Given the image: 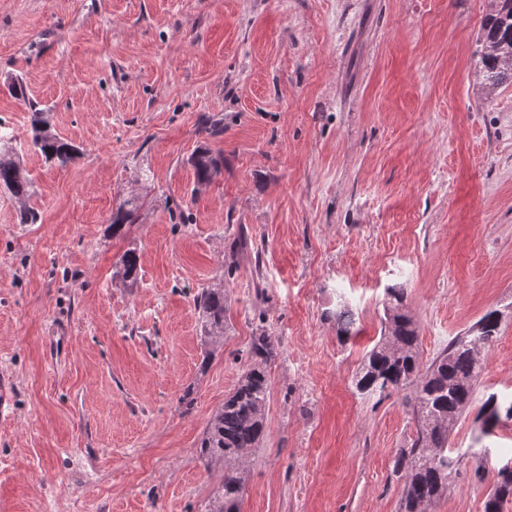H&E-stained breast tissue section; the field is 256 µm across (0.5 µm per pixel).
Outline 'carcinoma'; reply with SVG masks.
<instances>
[{
  "instance_id": "cac0c4a2",
  "label": "carcinoma",
  "mask_w": 512,
  "mask_h": 512,
  "mask_svg": "<svg viewBox=\"0 0 512 512\" xmlns=\"http://www.w3.org/2000/svg\"><path fill=\"white\" fill-rule=\"evenodd\" d=\"M481 70L485 84L495 87L504 79L512 80V0H490V12L484 24ZM31 146L59 166H67L75 157L72 145L50 131L40 113H33ZM16 147L9 127L0 122V187L25 199L31 184L13 157ZM223 160L203 149L192 158L196 178L205 183L219 171ZM134 200L124 201L112 214V234L121 233L132 223ZM139 266L136 249L126 250L116 266L115 276L134 285ZM386 336L366 355L356 388L362 393H382L388 389L413 386V410L418 418L416 439L396 461V470L404 472V512H421L419 506L441 497L448 486V426L470 406L473 386L482 370L478 347L490 344L497 336L496 311L487 312L469 331L448 344L425 373H420L419 332L413 319L403 311L404 289H386ZM193 303L201 319L204 344L224 338V289L203 288ZM338 335L347 338L354 328V315L346 307L336 312ZM252 363L238 386L209 421L199 443V453L207 461L224 464L220 486L214 493L210 512H239L244 490V474L250 450L265 434L264 412L269 394V365L279 356L272 337L260 334L252 338ZM483 426L512 419V401L504 406L490 396L482 405ZM512 498V460L498 470L497 482L485 503V512H501Z\"/></svg>"
}]
</instances>
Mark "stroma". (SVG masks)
Instances as JSON below:
<instances>
[{
    "label": "stroma",
    "mask_w": 512,
    "mask_h": 512,
    "mask_svg": "<svg viewBox=\"0 0 512 512\" xmlns=\"http://www.w3.org/2000/svg\"><path fill=\"white\" fill-rule=\"evenodd\" d=\"M488 11L0 0V122L31 183L23 202L0 190V374L16 409L0 420V512H208L224 468L198 442L261 332L279 356L240 512H404L412 390L355 386L395 284L424 366L501 313L430 507L484 512L512 460V420L487 433L477 418L512 398V81L479 77ZM37 110L76 147L68 166L29 148ZM202 149L224 159L206 185ZM130 195L142 205L113 234ZM25 205L39 223H21ZM130 248L127 287L113 273ZM216 286L224 341L206 346L193 296ZM138 266L139 256L136 249L130 248L121 256L114 275L119 277L124 283L133 286L138 275Z\"/></svg>",
    "instance_id": "obj_1"
}]
</instances>
